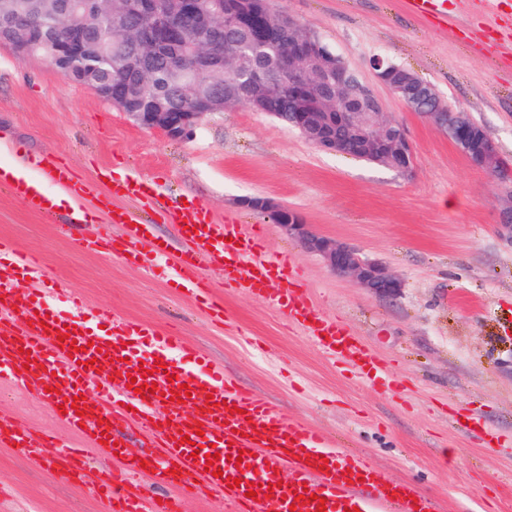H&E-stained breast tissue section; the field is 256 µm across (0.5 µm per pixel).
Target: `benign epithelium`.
Instances as JSON below:
<instances>
[{"mask_svg":"<svg viewBox=\"0 0 512 512\" xmlns=\"http://www.w3.org/2000/svg\"><path fill=\"white\" fill-rule=\"evenodd\" d=\"M76 8L92 15L112 14V0H73ZM178 18L166 11V0H131L132 12L161 19L150 30V37L192 47L196 51L210 46V30L187 29L180 20L191 18L199 9V0H179ZM242 0H213L215 13L224 17L226 26L232 28L246 12L240 7ZM296 23L288 20L289 49L277 56L275 73L256 70L249 57L241 53L237 69L247 77L250 86L262 85L274 90L288 89V100L296 107L293 124L313 146L330 153L344 154L348 148L379 158L402 173L412 171L415 153L404 128L385 118L384 103L373 90L360 82L344 58L334 54L314 34L294 35ZM40 38L37 23L27 15L11 13L0 17V47L18 57L30 54L33 43ZM55 51L49 62L61 73L82 85L92 88L100 97L129 114L140 126L160 130L167 137L181 140L189 137L207 112H221L224 92L212 90L201 99L196 109L188 112H167L155 104L151 112L129 111L130 101L124 96L112 95V86L93 84L72 72L67 63L76 64L94 58V41L76 30L54 42ZM380 82L410 112L421 114L430 123L447 131L448 139L473 166L481 168L501 180L512 179V167L501 157L487 131L471 119L452 127L448 126V105L428 83L413 72L392 64L380 57L371 61ZM242 204L261 210L278 218V225L288 235L299 239L307 250L321 255L337 274L352 278L360 287L380 295H395L402 288L401 281L381 265L364 259L360 254L334 240L310 230L293 209L267 198H246Z\"/></svg>","mask_w":512,"mask_h":512,"instance_id":"1","label":"benign epithelium"}]
</instances>
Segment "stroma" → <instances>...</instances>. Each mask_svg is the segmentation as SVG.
Masks as SVG:
<instances>
[{
  "label": "stroma",
  "instance_id": "obj_1",
  "mask_svg": "<svg viewBox=\"0 0 512 512\" xmlns=\"http://www.w3.org/2000/svg\"><path fill=\"white\" fill-rule=\"evenodd\" d=\"M442 19L411 15L403 0H270L301 30L321 37L386 102L413 144L412 174L319 151L295 129L239 106L210 112L194 134L172 140L139 126L43 56L0 49V163L62 157L91 184L107 168L115 181L138 174L154 192L192 200L213 223L259 228L265 250L286 256L315 314L338 319L385 365L389 379L360 384L302 327L260 296L228 288L206 270L224 302L214 320L169 288L161 270L87 248L120 235L94 217L78 232L45 220L0 193V238L42 256L57 304L79 296L131 321L167 331L203 351L226 378L264 399L283 420L304 423L410 484L438 512H512V236L499 229L512 184L472 167L437 127L407 111L378 80L379 56L406 67L483 126L512 161V0H446ZM263 197L297 211L320 234L355 248L397 277L379 296L334 273L317 254L243 206ZM0 410L34 431L75 442L34 391L0 385ZM479 417L496 435L470 432ZM0 512H106L77 482L0 447Z\"/></svg>",
  "mask_w": 512,
  "mask_h": 512
}]
</instances>
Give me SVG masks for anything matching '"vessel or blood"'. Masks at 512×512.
Segmentation results:
<instances>
[{
  "instance_id": "vessel-or-blood-1",
  "label": "vessel or blood",
  "mask_w": 512,
  "mask_h": 512,
  "mask_svg": "<svg viewBox=\"0 0 512 512\" xmlns=\"http://www.w3.org/2000/svg\"><path fill=\"white\" fill-rule=\"evenodd\" d=\"M32 165L41 181L0 166V187L48 217L58 210L56 193H64L74 202L69 226L86 222L88 183L54 155L40 156ZM127 196L155 199L143 179L107 181L99 206L109 212L112 223L122 225L123 234L102 241V249L163 267L171 287L184 288L220 319L224 304L212 295L203 274L204 262L218 264L226 283L285 312L324 354L355 367L360 382L383 379L381 363L340 320L314 315L299 298L294 267L281 260H254L261 248L258 234L243 232L230 221L211 223L198 204H180L163 208L162 216L178 225L191 249L174 254L153 243L144 253L138 246L151 241L150 225L133 223L130 214L112 208L114 198ZM43 270L42 260L0 239V379L17 389L45 393L52 407H65L63 419L80 442L63 443L0 414L1 448L25 457L39 455L54 465L57 475L74 480L92 457L114 459L112 469L89 489L110 512H178L176 500L159 499L142 489L138 478L145 470L158 485L222 492L232 512H435L432 499L411 486L379 477L369 463L329 446L317 430L282 421L266 402L225 385L210 360L174 336L100 309L97 324L112 325L111 334L103 336L82 318L81 301H71L64 309L53 306L42 287ZM278 279L283 289H271ZM16 281L36 284L30 299L20 305L11 288ZM133 381L154 384L149 399L130 389ZM184 384L190 397L182 403L172 400V392ZM184 407L190 408V418L180 417ZM120 423L137 426L148 439L151 452L143 460L116 453ZM188 435L193 438L189 444L184 441ZM213 451L217 459L207 461ZM215 467L222 469V476L212 475ZM253 481L258 484L254 490L249 487Z\"/></svg>"
}]
</instances>
